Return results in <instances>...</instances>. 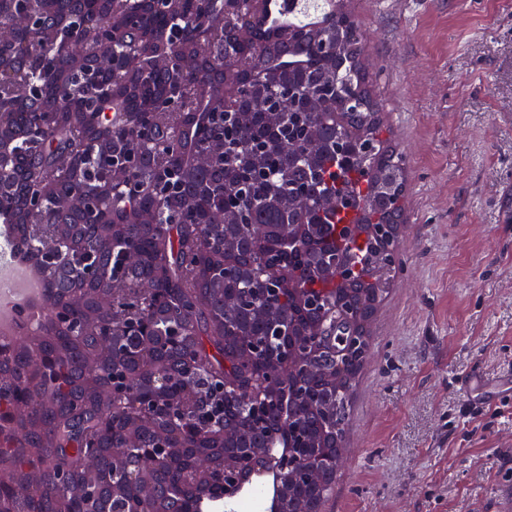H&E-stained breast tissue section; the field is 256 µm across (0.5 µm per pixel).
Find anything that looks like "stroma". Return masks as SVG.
<instances>
[{
	"label": "stroma",
	"instance_id": "35a3bbf8",
	"mask_svg": "<svg viewBox=\"0 0 512 512\" xmlns=\"http://www.w3.org/2000/svg\"><path fill=\"white\" fill-rule=\"evenodd\" d=\"M409 163L321 512H499L512 494V0H351Z\"/></svg>",
	"mask_w": 512,
	"mask_h": 512
}]
</instances>
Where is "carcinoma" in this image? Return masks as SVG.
Here are the masks:
<instances>
[{
	"instance_id": "obj_1",
	"label": "carcinoma",
	"mask_w": 512,
	"mask_h": 512,
	"mask_svg": "<svg viewBox=\"0 0 512 512\" xmlns=\"http://www.w3.org/2000/svg\"><path fill=\"white\" fill-rule=\"evenodd\" d=\"M241 0L155 5L151 28L202 59L145 124L127 122L168 84L138 44L103 46L112 0H0V120L13 130L0 168V223L43 220L57 241L99 269L61 268L47 305H70L73 328L49 322L21 347L0 344V512H131L132 486L154 484L153 512H203L223 482L219 447L290 443L301 479L294 497L319 512L336 484L361 362L312 355L336 326L360 324L402 259L399 224L407 165L362 63L364 36L336 0L321 26L272 37L243 22ZM27 13L30 27L16 18ZM37 106L14 108L18 83ZM227 88L229 106L219 87ZM126 137L107 141L112 126ZM224 142L205 166L196 156ZM77 153L68 170L57 156ZM39 209L28 211L36 192ZM112 322L113 349L99 328ZM293 356L289 377L280 361ZM129 373L111 401L107 379ZM224 400L223 429L204 412L168 433L180 448L156 465L142 449L167 412L144 413L157 391L170 407L187 387ZM263 425L250 422L255 406ZM29 428L19 451L15 429ZM213 448L210 480L191 458Z\"/></svg>"
}]
</instances>
